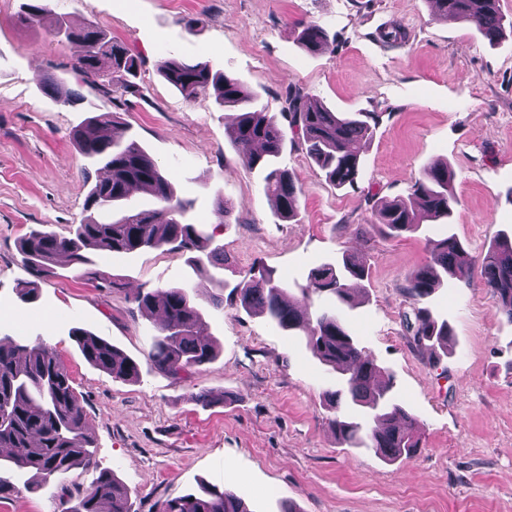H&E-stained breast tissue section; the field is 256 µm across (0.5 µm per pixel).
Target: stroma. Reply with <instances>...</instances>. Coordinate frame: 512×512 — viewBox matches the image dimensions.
Instances as JSON below:
<instances>
[{
  "label": "stroma",
  "mask_w": 512,
  "mask_h": 512,
  "mask_svg": "<svg viewBox=\"0 0 512 512\" xmlns=\"http://www.w3.org/2000/svg\"><path fill=\"white\" fill-rule=\"evenodd\" d=\"M21 3L0 0V336L40 338L58 354L85 411L95 465L36 493L18 488L0 499V512H54L105 469L128 490L133 512H158L204 484L241 497L250 512H512V322L472 266L425 300L452 335L447 349L423 352L406 328L413 305L403 292L405 274L429 260L430 241L454 234L478 259L512 231V34L491 42L471 24L438 21L430 0H44L72 26L95 24L141 57V94L121 104L77 84L70 68L79 46L19 25ZM302 21L326 28L322 51L301 48ZM394 25L405 41L384 44L380 31ZM163 56L209 63L278 119L292 87L335 112L377 113L356 185L336 188L287 138L278 165L302 195L296 217L281 220L258 171L239 160L236 110L219 108L209 91L185 100L158 74ZM51 72L77 88L80 104L43 92ZM112 112L168 172L175 195L192 201L194 222L223 245L228 266L218 276L227 285L190 267L187 253L150 250L99 256L91 268L59 265L38 300L22 302L18 242L34 229L64 235L82 221L91 183L72 131ZM436 160L454 172L449 222L383 234L374 209L407 197ZM220 198L229 208L223 227L214 213ZM345 252L365 253L369 266L346 318L418 422L419 448L394 463L340 446L324 400L336 373L304 340L225 302L254 265L303 284ZM172 286L189 288L219 351L214 361L178 380L145 366L128 382L85 360L72 329L143 359L155 329L132 294Z\"/></svg>",
  "instance_id": "35a3bbf8"
}]
</instances>
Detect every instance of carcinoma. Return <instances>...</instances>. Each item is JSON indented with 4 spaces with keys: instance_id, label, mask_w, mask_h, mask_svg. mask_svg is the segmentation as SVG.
I'll list each match as a JSON object with an SVG mask.
<instances>
[{
    "instance_id": "cac0c4a2",
    "label": "carcinoma",
    "mask_w": 512,
    "mask_h": 512,
    "mask_svg": "<svg viewBox=\"0 0 512 512\" xmlns=\"http://www.w3.org/2000/svg\"><path fill=\"white\" fill-rule=\"evenodd\" d=\"M436 17L446 22H468L488 40L505 30L512 19L500 11L499 0H433ZM18 21L41 24L56 37L76 43L81 54L72 65L78 79L106 95L133 93L142 60L127 47L112 41L94 25L73 27L62 16H53L42 0L21 4ZM328 33L318 22L301 24L299 43L309 52L320 51ZM157 70L163 79L192 100L209 89L221 107L238 109L233 140L257 150L241 154L242 163L263 174V188L278 215L292 220L297 215L301 189L290 172L277 166L286 133L278 121L257 106V96L237 79L215 71L206 62L162 57ZM43 90L57 101L74 104L81 97L63 91V81L49 74ZM289 128L302 134L309 158L325 177L342 188L356 183L360 154L353 145L373 136L376 120L370 113L332 112L297 88H288ZM115 120L101 114L87 118L72 132V139L89 164L106 176L96 179L85 203L89 214L69 235L33 229L22 237L19 252L30 278L16 282L23 301L37 297L38 284L52 271L57 258L65 256L77 265H90L92 249L100 255L134 254L144 250H183L192 253L195 269L224 268V246L215 243L201 225L189 218L191 203L173 195L168 178L157 161L133 136L110 131ZM453 173L448 164L423 169L408 199L388 202L374 211L375 223L387 234L400 237L418 231L424 220L447 219L458 203ZM147 189L155 208L126 206L131 190ZM469 254L454 235L433 243L430 260L408 273L403 291L413 301L414 319H406L417 345L426 350L448 344L451 329L439 323L420 303L444 280L463 272ZM483 286L497 298L512 321V237L502 234L480 259ZM364 257L345 253L336 263L312 270L307 283L296 286L302 297L297 304L285 300L288 284L263 266L253 267L230 292V304L259 315L279 332L301 336L313 355L336 370V389L327 394L333 411L329 423L340 444L364 448L387 460L409 456L419 447L413 435L416 420L399 403L387 370L368 354L343 317V307H353L351 282L367 277ZM335 297L336 306L322 308L315 298ZM133 301L147 315L162 321L146 355L150 368L179 378L191 369L216 358L204 339L201 314L185 287L145 290ZM84 358L115 379L137 380L141 362L125 355L111 343L85 331H72ZM0 448L9 449L0 468L31 475L25 488L40 491L77 467L94 464L93 441L83 406L70 374L58 355L42 339L16 340L0 337ZM131 512L127 492L109 470L100 472L95 484L72 505L60 503L61 512ZM159 512H250L233 493L204 485L196 493L162 502Z\"/></svg>"
}]
</instances>
